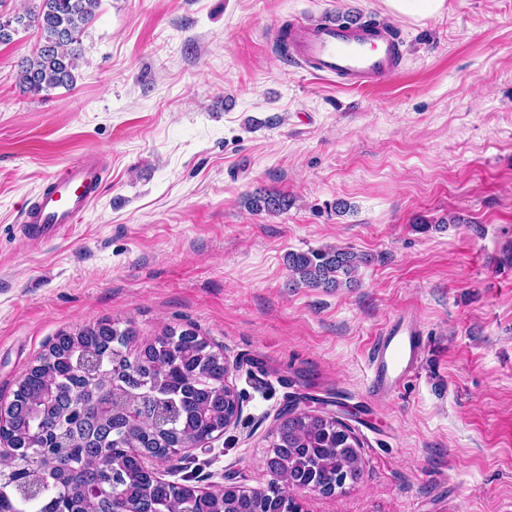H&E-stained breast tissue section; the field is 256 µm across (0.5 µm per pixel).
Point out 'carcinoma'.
Masks as SVG:
<instances>
[{
    "label": "carcinoma",
    "instance_id": "obj_1",
    "mask_svg": "<svg viewBox=\"0 0 512 512\" xmlns=\"http://www.w3.org/2000/svg\"><path fill=\"white\" fill-rule=\"evenodd\" d=\"M99 0H36L0 20V43L22 27L39 41L19 74L38 94L74 83L77 45ZM255 212L288 208L281 195H253ZM368 258L347 249L290 251L285 256L296 288L333 291L356 284ZM132 322L100 320L63 332L19 381L5 435L17 448L10 470L0 469V512H300L295 495H281L283 475L331 494L362 474L360 443L351 428L309 410L276 417L267 457L266 488L217 490L207 498L143 471L135 448H158L169 458L224 431L239 394L224 386V354L193 329L173 328L137 344ZM137 347H132V344Z\"/></svg>",
    "mask_w": 512,
    "mask_h": 512
}]
</instances>
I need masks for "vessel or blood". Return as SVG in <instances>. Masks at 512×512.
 Instances as JSON below:
<instances>
[{
    "label": "vessel or blood",
    "instance_id": "b4317fda",
    "mask_svg": "<svg viewBox=\"0 0 512 512\" xmlns=\"http://www.w3.org/2000/svg\"><path fill=\"white\" fill-rule=\"evenodd\" d=\"M292 51L305 69L342 78L348 86L378 87L399 73V45L384 29L361 23H321L293 31ZM104 181L99 157L85 155L43 189L24 222L38 236L52 238L79 223ZM422 354L417 325L403 317L386 327L372 344L371 385L382 395L396 392L413 373Z\"/></svg>",
    "mask_w": 512,
    "mask_h": 512
}]
</instances>
